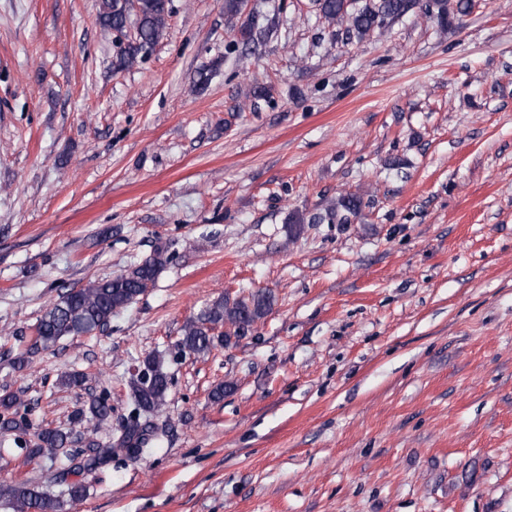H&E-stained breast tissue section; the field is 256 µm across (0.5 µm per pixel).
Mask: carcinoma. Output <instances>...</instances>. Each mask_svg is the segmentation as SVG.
Returning <instances> with one entry per match:
<instances>
[{
    "label": "carcinoma",
    "mask_w": 512,
    "mask_h": 512,
    "mask_svg": "<svg viewBox=\"0 0 512 512\" xmlns=\"http://www.w3.org/2000/svg\"><path fill=\"white\" fill-rule=\"evenodd\" d=\"M412 4L413 0H372V3L356 8L352 0H318L319 14L329 27L336 28L334 35L342 32L348 39L363 36L404 15ZM471 7V0H425L422 4L424 14L436 19L442 27L448 26L450 15H463ZM169 14V0H100L96 23L122 39L112 62L114 70L131 68L148 58L163 36ZM257 39L255 24L242 23L236 44L246 47ZM362 205L360 197L345 195L325 214H313L308 218L297 215L291 222L319 224L337 217L346 221L348 216L357 215ZM171 260L172 256L158 250L124 273L95 280L60 295L35 326L33 350H49L64 339L105 330L112 317L132 304ZM272 303V295L263 290L231 305L219 298L187 322L183 336L172 349L163 354L147 355L137 373L130 378L131 410L123 433L115 443L107 446L96 437L97 430L112 417V404L107 394L94 395L88 403L77 408L71 415L69 430L45 427L33 433L30 409L21 392L1 390L0 431L14 435V444L24 463L46 471L49 482L61 484L65 489L54 496L46 492L40 482L24 479L1 482L0 505L10 512H64L65 500L84 499L86 485L81 481L67 482L68 475L105 469L112 464L113 457H135L136 450L149 444L146 425L150 416L165 406L169 391L166 360L208 352L220 341L213 334L219 325L228 324L233 327L234 335H244L245 330L270 311Z\"/></svg>",
    "instance_id": "1"
}]
</instances>
